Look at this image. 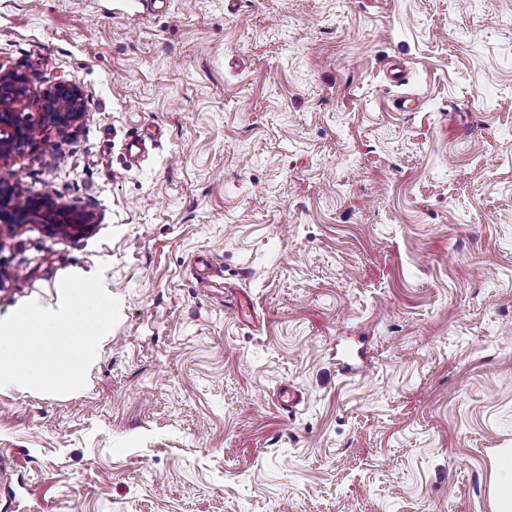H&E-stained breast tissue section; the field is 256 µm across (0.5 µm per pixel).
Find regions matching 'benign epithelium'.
Listing matches in <instances>:
<instances>
[{
  "mask_svg": "<svg viewBox=\"0 0 512 512\" xmlns=\"http://www.w3.org/2000/svg\"><path fill=\"white\" fill-rule=\"evenodd\" d=\"M83 115L84 99L77 85L60 81L38 93L31 90L25 73L0 71V160L23 152L41 131H61ZM25 224H42L53 234L74 236L91 228L92 215L50 194L26 196L18 182L0 176V229Z\"/></svg>",
  "mask_w": 512,
  "mask_h": 512,
  "instance_id": "1",
  "label": "benign epithelium"
}]
</instances>
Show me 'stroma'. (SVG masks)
<instances>
[{
  "instance_id": "stroma-1",
  "label": "stroma",
  "mask_w": 512,
  "mask_h": 512,
  "mask_svg": "<svg viewBox=\"0 0 512 512\" xmlns=\"http://www.w3.org/2000/svg\"><path fill=\"white\" fill-rule=\"evenodd\" d=\"M0 69L80 87L0 175L95 217L0 235V317L120 303L84 389L0 390V512H495L512 0H0Z\"/></svg>"
}]
</instances>
